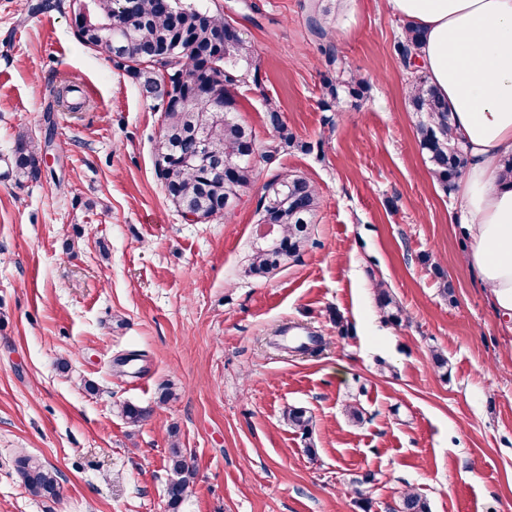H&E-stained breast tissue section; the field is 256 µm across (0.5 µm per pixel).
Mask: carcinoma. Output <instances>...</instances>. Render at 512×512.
Returning <instances> with one entry per match:
<instances>
[{
    "label": "carcinoma",
    "mask_w": 512,
    "mask_h": 512,
    "mask_svg": "<svg viewBox=\"0 0 512 512\" xmlns=\"http://www.w3.org/2000/svg\"><path fill=\"white\" fill-rule=\"evenodd\" d=\"M324 0H310L308 22L320 36L326 34L330 9ZM79 40L93 48L112 49V62L126 72L141 92L160 102L162 129L155 145V167L163 187L175 206L205 218H229L241 193L259 177L256 154L270 161L292 147L309 151L283 121L280 105L265 99V124L274 132L273 140L258 152L252 128L241 118L237 88L247 79L260 86L255 63L256 50L237 23L219 12H211L182 0H139V9L128 15L122 0H90L85 16L74 13ZM422 43V31L409 23L395 50L406 68L414 66ZM323 109L336 111L347 100L364 98L366 86L357 77L345 76L343 61L334 54L326 60ZM408 102L419 115V145L426 153L431 174L447 194L466 167L461 145L451 137V118L423 71L411 72ZM54 105L80 112L86 99L77 88L63 83L54 92ZM205 120L208 149L213 159L232 167L224 183L212 181L211 170L190 158L200 147L194 127L200 112ZM41 146L29 138L15 145V164L24 174L38 173ZM319 207V192L307 177L281 173L263 185L257 203L258 223L270 227V238L251 254L250 271L270 273L300 256L311 244L310 224ZM377 303L384 317L397 322L400 310L389 292L378 286ZM119 413L136 426L148 411L123 403ZM18 473L29 493L39 498L57 499L63 486L56 472L29 456L18 460ZM171 479L167 486L168 507L178 512L195 479V469L182 451L172 448ZM402 512H428L426 500L408 491L402 496Z\"/></svg>",
    "instance_id": "carcinoma-1"
}]
</instances>
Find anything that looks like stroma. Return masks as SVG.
<instances>
[{"instance_id":"35a3bbf8","label":"stroma","mask_w":512,"mask_h":512,"mask_svg":"<svg viewBox=\"0 0 512 512\" xmlns=\"http://www.w3.org/2000/svg\"><path fill=\"white\" fill-rule=\"evenodd\" d=\"M201 2L258 51L260 84L237 91L258 146L271 98L312 149L257 161L230 220L194 224L155 170V100L80 42L70 6L0 0V512H167L175 443L196 470L180 512H397L410 488L430 512H512V333L419 148L394 51L405 20L386 0H331L321 39L309 0ZM331 53L367 86L333 114ZM63 81L91 83L92 108L51 109ZM21 136L50 142L37 176L14 172ZM282 172L318 188L313 243L254 275L261 184ZM290 326L320 349L279 348ZM125 402L149 417L128 424ZM22 456L58 472L59 499L28 492Z\"/></svg>"}]
</instances>
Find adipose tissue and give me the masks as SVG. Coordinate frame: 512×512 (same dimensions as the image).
Listing matches in <instances>:
<instances>
[{
  "label": "adipose tissue",
  "mask_w": 512,
  "mask_h": 512,
  "mask_svg": "<svg viewBox=\"0 0 512 512\" xmlns=\"http://www.w3.org/2000/svg\"><path fill=\"white\" fill-rule=\"evenodd\" d=\"M424 33L418 61L448 104L468 163L457 184L467 265L512 333V0H388Z\"/></svg>",
  "instance_id": "obj_1"
}]
</instances>
